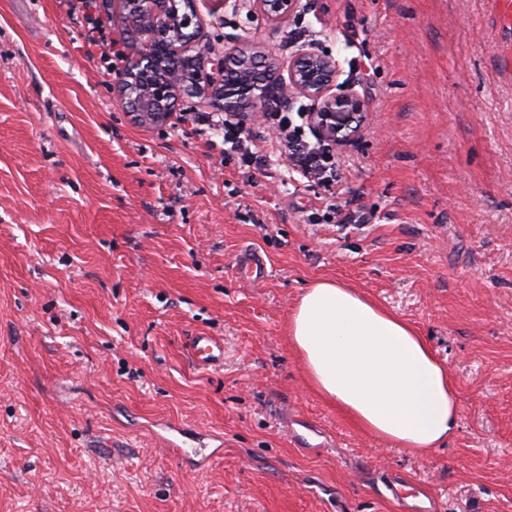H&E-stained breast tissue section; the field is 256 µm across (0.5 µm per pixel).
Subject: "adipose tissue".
Wrapping results in <instances>:
<instances>
[{"instance_id": "obj_1", "label": "adipose tissue", "mask_w": 512, "mask_h": 512, "mask_svg": "<svg viewBox=\"0 0 512 512\" xmlns=\"http://www.w3.org/2000/svg\"><path fill=\"white\" fill-rule=\"evenodd\" d=\"M288 346L313 393L394 447L426 453L458 425L447 364L413 326L356 289L332 280L302 289Z\"/></svg>"}]
</instances>
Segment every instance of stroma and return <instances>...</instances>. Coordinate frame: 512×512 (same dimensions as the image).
Here are the masks:
<instances>
[{
    "mask_svg": "<svg viewBox=\"0 0 512 512\" xmlns=\"http://www.w3.org/2000/svg\"><path fill=\"white\" fill-rule=\"evenodd\" d=\"M196 7L215 52L329 55L369 110L333 186L268 143L248 168L205 105L122 107L112 0H0V512H512V80L481 0H301L275 32ZM323 279L446 361L444 445L386 446L309 390L286 324ZM180 427L223 453L185 466ZM188 351L201 367L217 369L224 366V342L214 336H192Z\"/></svg>",
    "mask_w": 512,
    "mask_h": 512,
    "instance_id": "obj_1",
    "label": "stroma"
}]
</instances>
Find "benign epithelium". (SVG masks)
<instances>
[{"label": "benign epithelium", "instance_id": "benign-epithelium-1", "mask_svg": "<svg viewBox=\"0 0 512 512\" xmlns=\"http://www.w3.org/2000/svg\"><path fill=\"white\" fill-rule=\"evenodd\" d=\"M120 38L127 49V68L114 82L119 102L148 124L167 122L186 97L219 112H236L244 103L254 111L303 96L311 101L310 122L321 136L332 139L355 116L367 111L354 91H334L336 63L327 56L300 51L288 61V76L262 43L238 48L232 55L241 71L228 84V55L214 53L201 35L195 0H117ZM216 6L239 11L243 4L257 9L276 28L299 8V0H213Z\"/></svg>", "mask_w": 512, "mask_h": 512}]
</instances>
